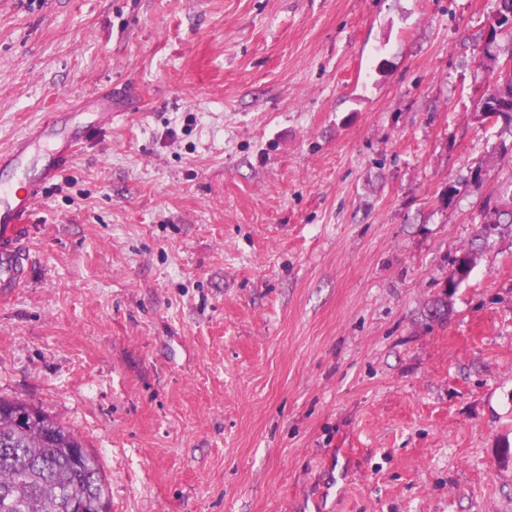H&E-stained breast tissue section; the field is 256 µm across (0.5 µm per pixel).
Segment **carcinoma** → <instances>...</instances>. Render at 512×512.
I'll return each instance as SVG.
<instances>
[{"label": "carcinoma", "mask_w": 512, "mask_h": 512, "mask_svg": "<svg viewBox=\"0 0 512 512\" xmlns=\"http://www.w3.org/2000/svg\"><path fill=\"white\" fill-rule=\"evenodd\" d=\"M486 38L488 48L512 57V0H497ZM501 92L489 105L501 109L502 128L512 133V73L493 79ZM432 321L448 319V296L424 310ZM78 435L60 421L19 401L0 399V512H73L77 497L107 498L95 457L83 461Z\"/></svg>", "instance_id": "1"}]
</instances>
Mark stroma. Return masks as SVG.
<instances>
[{
    "label": "stroma",
    "mask_w": 512,
    "mask_h": 512,
    "mask_svg": "<svg viewBox=\"0 0 512 512\" xmlns=\"http://www.w3.org/2000/svg\"><path fill=\"white\" fill-rule=\"evenodd\" d=\"M493 3L0 0V149L115 93L0 296V398L81 437L111 512H512Z\"/></svg>",
    "instance_id": "35a3bbf8"
}]
</instances>
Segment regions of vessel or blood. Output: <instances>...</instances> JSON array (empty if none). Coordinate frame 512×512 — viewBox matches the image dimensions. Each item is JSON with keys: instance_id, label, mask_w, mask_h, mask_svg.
I'll return each mask as SVG.
<instances>
[{"instance_id": "b4317fda", "label": "vessel or blood", "mask_w": 512, "mask_h": 512, "mask_svg": "<svg viewBox=\"0 0 512 512\" xmlns=\"http://www.w3.org/2000/svg\"><path fill=\"white\" fill-rule=\"evenodd\" d=\"M101 107L91 126L82 128L67 125L57 114H48L8 150L0 151V290L19 287L24 280L18 240L38 195L66 174L75 146L86 140L91 128L111 123V96H103ZM8 173L23 177V186L17 188L5 181Z\"/></svg>"}]
</instances>
